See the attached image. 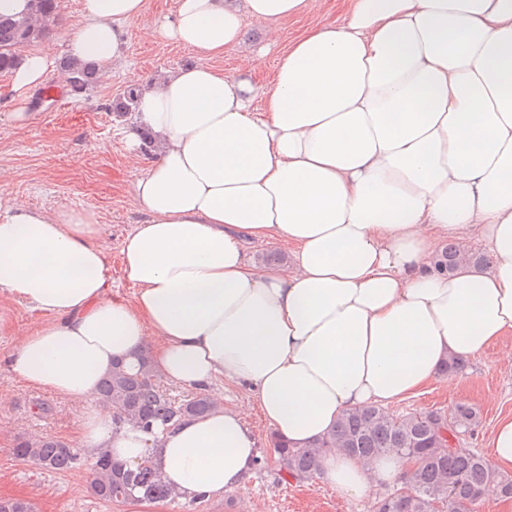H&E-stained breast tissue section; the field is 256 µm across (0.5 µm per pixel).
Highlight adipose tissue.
<instances>
[{"label":"adipose tissue","instance_id":"ef3b65f1","mask_svg":"<svg viewBox=\"0 0 512 512\" xmlns=\"http://www.w3.org/2000/svg\"><path fill=\"white\" fill-rule=\"evenodd\" d=\"M317 3L176 0L159 32L213 57L238 48L245 19L273 37ZM145 10L82 0L69 54L111 65ZM264 56L231 74L187 65L141 91L136 118L158 147L132 185L146 219L121 248L132 300L110 295L93 213L0 203V291L45 316L11 371L83 404L85 454L150 460L186 499L233 497L257 434L223 404L156 434L118 424L90 404L113 362L146 351L178 385L244 388L270 433L302 447L512 335V0H348L341 23L282 48L267 86ZM51 67L24 53L13 91ZM447 239L479 241L490 267L434 272ZM253 240L286 244L290 265L255 266ZM320 470L359 501L409 467L334 451Z\"/></svg>","mask_w":512,"mask_h":512}]
</instances>
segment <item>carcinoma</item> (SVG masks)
Here are the masks:
<instances>
[{
  "mask_svg": "<svg viewBox=\"0 0 512 512\" xmlns=\"http://www.w3.org/2000/svg\"><path fill=\"white\" fill-rule=\"evenodd\" d=\"M31 11L19 18L0 17V73L10 72L21 60L22 48L52 36L58 28L57 0H31ZM60 73L66 91L80 97L91 91L98 69L95 65L67 57ZM138 89L128 88L116 99L114 109L123 114L135 111ZM489 263L452 243L433 257L432 268L449 274L462 266L481 267ZM96 396L118 411L117 421L154 431L186 417L211 413L215 406L210 396L198 392L177 401L158 382L157 370L147 353H141L140 367L134 372L117 362L100 381ZM445 412L419 410L394 415L379 406L346 412L332 432L307 447L293 448L270 439L283 469L290 476L313 478L318 475V459L335 449L356 457L372 455L413 456L416 468L404 482L409 493L400 496L391 491L375 504V512H431L435 500L448 501V512H475L485 486L498 485L500 494H512V477L502 476L486 459L466 448L445 451L447 439L437 433L436 423ZM480 423L479 411L467 404L457 405L450 413L447 432L453 437L472 431ZM16 457L36 462L53 470L70 469L78 463L77 453L66 443L50 438L22 439L13 448ZM91 492L108 502L134 500H173L177 494L147 463L128 468L101 454L93 466Z\"/></svg>",
  "mask_w": 512,
  "mask_h": 512,
  "instance_id": "carcinoma-1",
  "label": "carcinoma"
}]
</instances>
